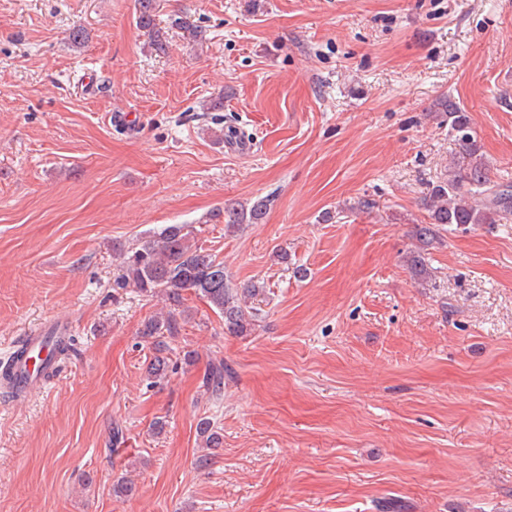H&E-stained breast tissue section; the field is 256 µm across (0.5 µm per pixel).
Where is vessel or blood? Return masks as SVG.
<instances>
[{"label":"vessel or blood","instance_id":"1","mask_svg":"<svg viewBox=\"0 0 512 512\" xmlns=\"http://www.w3.org/2000/svg\"><path fill=\"white\" fill-rule=\"evenodd\" d=\"M70 327L62 320L52 321L48 328L19 337L11 357L12 382L15 388L27 393L41 391L46 380L57 369V360L51 355L52 342L67 339Z\"/></svg>","mask_w":512,"mask_h":512}]
</instances>
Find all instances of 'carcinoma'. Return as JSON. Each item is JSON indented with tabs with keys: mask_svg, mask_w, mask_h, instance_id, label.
Here are the masks:
<instances>
[{
	"mask_svg": "<svg viewBox=\"0 0 512 512\" xmlns=\"http://www.w3.org/2000/svg\"><path fill=\"white\" fill-rule=\"evenodd\" d=\"M137 2V23L142 28L153 29L155 0ZM437 109L448 117V131L454 134L460 150L448 165V174L434 183L422 200L429 212V223L415 226L418 248L408 257L413 275L421 282L432 280L425 255L440 243V226L495 224L512 212V191L490 185L486 161L470 133L468 113L447 98L438 101ZM267 205L266 199L250 203L230 200L224 204V224L233 227L255 224L263 218ZM123 269V284L146 294H160L169 304L166 313L148 320L140 330L141 338L154 350L147 373L155 381L166 377L169 369L167 339L178 336L181 321L186 319L184 292H192L218 310L227 332L246 336L254 329L256 308L242 304L241 298L255 300L264 295L266 288L264 283L254 280L237 288L230 287L224 262L192 242V231L187 224H168L138 239L125 251ZM226 371L222 360L210 364L204 387L211 395L221 394ZM196 430L203 444L196 463L203 468L216 456L222 438L208 418L200 419Z\"/></svg>",
	"mask_w": 512,
	"mask_h": 512,
	"instance_id": "carcinoma-1",
	"label": "carcinoma"
}]
</instances>
